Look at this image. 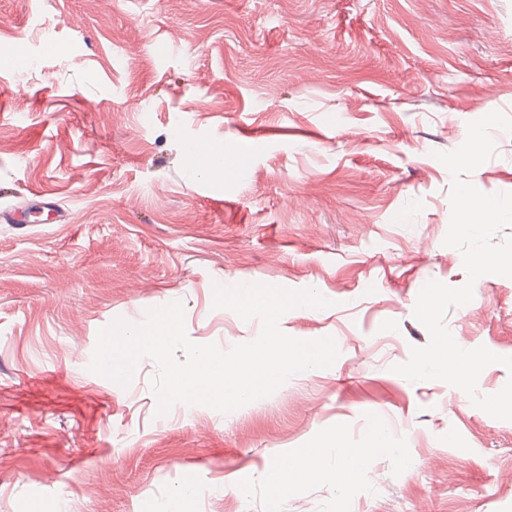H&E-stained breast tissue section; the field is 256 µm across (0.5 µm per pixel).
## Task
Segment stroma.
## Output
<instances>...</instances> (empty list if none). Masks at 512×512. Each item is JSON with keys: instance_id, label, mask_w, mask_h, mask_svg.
<instances>
[{"instance_id": "1", "label": "stroma", "mask_w": 512, "mask_h": 512, "mask_svg": "<svg viewBox=\"0 0 512 512\" xmlns=\"http://www.w3.org/2000/svg\"><path fill=\"white\" fill-rule=\"evenodd\" d=\"M0 512H512V421L393 372L429 333L468 122L512 116V0H0ZM467 179L512 192V135ZM220 143L223 169L190 170ZM313 288L282 330L333 336V365L222 414L157 415L145 357L128 387L89 371L99 329L182 302L221 349L258 321L215 284ZM445 323L512 356V278L480 277ZM389 449L357 475L274 492L269 473L338 436Z\"/></svg>"}]
</instances>
